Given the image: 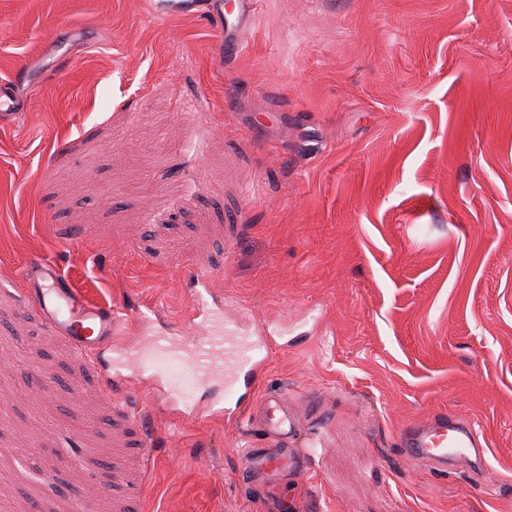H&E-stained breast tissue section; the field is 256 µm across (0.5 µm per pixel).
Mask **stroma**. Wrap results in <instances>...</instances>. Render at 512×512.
<instances>
[{
	"label": "stroma",
	"instance_id": "35a3bbf8",
	"mask_svg": "<svg viewBox=\"0 0 512 512\" xmlns=\"http://www.w3.org/2000/svg\"><path fill=\"white\" fill-rule=\"evenodd\" d=\"M215 46L152 0H0L27 101L0 116V506L512 512V0H258L242 53ZM33 257L172 320L186 266L212 268L225 312L283 335L254 401L287 396L309 473L244 484L250 427L161 414L145 469L27 303ZM441 411L484 471L401 457Z\"/></svg>",
	"mask_w": 512,
	"mask_h": 512
}]
</instances>
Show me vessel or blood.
<instances>
[{
    "label": "vessel or blood",
    "instance_id": "vessel-or-blood-1",
    "mask_svg": "<svg viewBox=\"0 0 512 512\" xmlns=\"http://www.w3.org/2000/svg\"><path fill=\"white\" fill-rule=\"evenodd\" d=\"M256 4L257 0H153L152 8L161 17L206 13L219 33L218 58L227 62L242 51ZM187 276L200 320L199 339L188 344L181 336L154 330L159 309L152 306L133 316L142 334L122 347L117 340L123 323L132 317L127 311L88 301L54 261L32 259L19 273L23 291L50 337L68 341L75 354L93 366L103 395L112 399L123 423L140 429L146 409L135 398L141 387L160 392L163 406L175 416L221 418L235 425L241 414L255 410L263 438L244 451L240 477L253 484H270L290 473L307 474L310 454L298 446L302 423L287 398L265 401L257 410L248 401L275 341L273 334L238 335L221 322L224 309L213 295V272L193 264ZM107 353L112 359L106 363L102 357ZM215 378L224 381L223 395L201 398L200 389ZM398 446L406 460L425 463L438 474L482 467L486 453L475 425L445 412L404 427Z\"/></svg>",
    "mask_w": 512,
    "mask_h": 512
}]
</instances>
